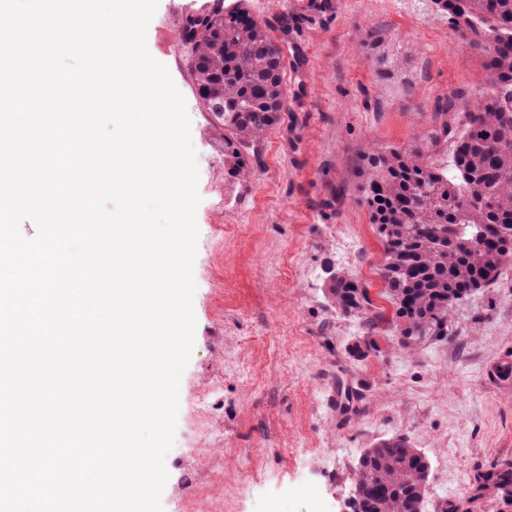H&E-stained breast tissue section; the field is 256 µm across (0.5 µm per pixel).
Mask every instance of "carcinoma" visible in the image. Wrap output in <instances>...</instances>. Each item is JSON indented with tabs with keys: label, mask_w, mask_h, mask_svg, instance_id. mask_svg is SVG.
Masks as SVG:
<instances>
[{
	"label": "carcinoma",
	"mask_w": 512,
	"mask_h": 512,
	"mask_svg": "<svg viewBox=\"0 0 512 512\" xmlns=\"http://www.w3.org/2000/svg\"><path fill=\"white\" fill-rule=\"evenodd\" d=\"M201 21L181 16L177 41L196 37L187 77L201 106L224 129V159L250 176L243 148L275 126L286 99L280 50L265 22L223 0ZM458 33L484 58L487 89L448 95L454 122L414 147L361 152L357 199L383 246L381 276L392 306L374 305L356 277L334 272L325 292L342 313L364 320L365 347L378 350L381 323L418 337L424 349L453 335L456 305L495 283L512 265V0L443 5ZM448 144L449 164L436 159ZM360 464L373 475L354 487L351 512H418L428 458L405 439H381ZM512 490V463L479 475L472 498Z\"/></svg>",
	"instance_id": "carcinoma-1"
}]
</instances>
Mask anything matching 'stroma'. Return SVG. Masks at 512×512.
<instances>
[{
	"instance_id": "1",
	"label": "stroma",
	"mask_w": 512,
	"mask_h": 512,
	"mask_svg": "<svg viewBox=\"0 0 512 512\" xmlns=\"http://www.w3.org/2000/svg\"><path fill=\"white\" fill-rule=\"evenodd\" d=\"M262 21L293 17L282 47L289 109L254 147L253 175L224 164V132L199 105L170 43L178 12L159 0L150 55L185 99L199 167L195 340L179 388L164 512H237L238 480L274 512H309L300 480L342 512L360 454L406 437L430 462L424 512L442 495L470 512H512L494 491L471 497L478 474L512 462V269L461 302L459 336L405 354L394 333L360 360L361 321L334 309L329 272L379 262L344 255L339 224H364L355 185L362 148L410 145L449 121L450 91L488 83L482 61L435 0H241ZM388 66L380 76L378 61Z\"/></svg>"
}]
</instances>
